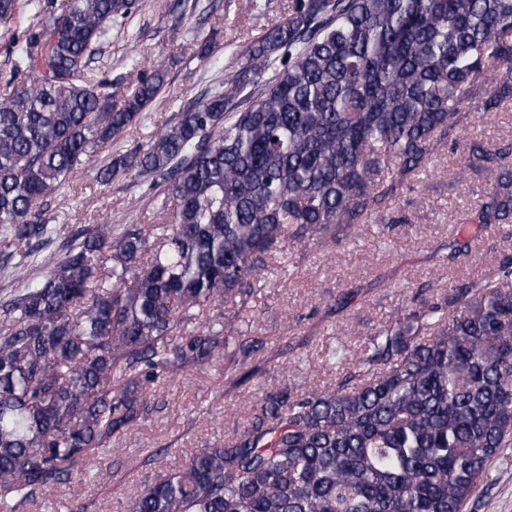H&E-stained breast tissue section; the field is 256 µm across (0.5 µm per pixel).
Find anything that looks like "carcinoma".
Masks as SVG:
<instances>
[{
  "mask_svg": "<svg viewBox=\"0 0 512 512\" xmlns=\"http://www.w3.org/2000/svg\"><path fill=\"white\" fill-rule=\"evenodd\" d=\"M0 512L83 476L155 410L152 386L224 356L233 303L290 239L339 241L379 213L462 105L512 102V0H294L235 73L146 143L112 152L166 74L121 99L90 68L139 0H0ZM470 224H512V144L471 142ZM109 150L102 183H147L157 224L63 233L46 197ZM512 446V257L369 338L335 387L267 394L224 444L145 485L125 512H463ZM36 22L37 18L34 12L23 10L7 26L0 23V74L8 73L10 68L12 33H20Z\"/></svg>",
  "mask_w": 512,
  "mask_h": 512,
  "instance_id": "carcinoma-1",
  "label": "carcinoma"
}]
</instances>
